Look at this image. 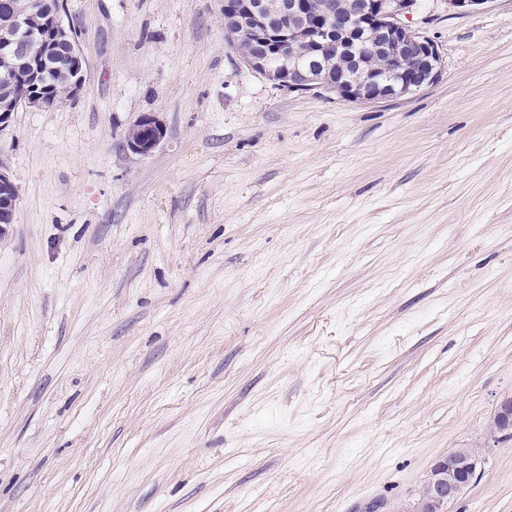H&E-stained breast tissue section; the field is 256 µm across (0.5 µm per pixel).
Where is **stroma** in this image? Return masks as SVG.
I'll return each mask as SVG.
<instances>
[{"instance_id":"35a3bbf8","label":"stroma","mask_w":512,"mask_h":512,"mask_svg":"<svg viewBox=\"0 0 512 512\" xmlns=\"http://www.w3.org/2000/svg\"><path fill=\"white\" fill-rule=\"evenodd\" d=\"M86 80L0 125V512H512V0H420L440 79L291 92L224 0H66ZM158 116L150 155L125 147ZM166 136L165 125L153 114L143 115L126 137L125 146L131 153L147 156ZM478 448H456L435 463L418 493L413 512H450L452 503L477 474Z\"/></svg>"}]
</instances>
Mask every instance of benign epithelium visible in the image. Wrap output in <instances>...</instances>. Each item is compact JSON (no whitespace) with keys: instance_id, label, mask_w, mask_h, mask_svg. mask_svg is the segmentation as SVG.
Instances as JSON below:
<instances>
[{"instance_id":"obj_1","label":"benign epithelium","mask_w":512,"mask_h":512,"mask_svg":"<svg viewBox=\"0 0 512 512\" xmlns=\"http://www.w3.org/2000/svg\"><path fill=\"white\" fill-rule=\"evenodd\" d=\"M418 0H351L342 10L337 0H323L319 21L307 14L305 0H224V33L230 46L254 71H261L292 92L323 89L352 103H373L416 93L436 82L443 68L437 45L411 30L402 17ZM64 2L54 12L52 39L40 35L42 18L27 3L15 13L38 27L29 40L0 29V57H20L27 78L48 63L60 42L71 53L83 55L78 27L64 21ZM282 56L281 66L268 67L269 55ZM385 59V68L373 61ZM166 136L165 125L153 114L143 115L126 137L130 152L147 156ZM11 194L16 204L17 187L0 160V199ZM492 426L512 430V397L503 399ZM480 452L456 448L435 463L418 493L413 512H450L452 503L477 474Z\"/></svg>"}]
</instances>
